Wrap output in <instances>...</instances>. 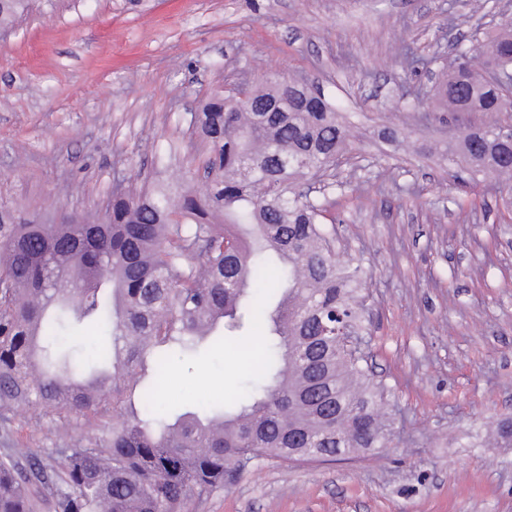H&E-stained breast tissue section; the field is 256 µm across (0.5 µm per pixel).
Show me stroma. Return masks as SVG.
<instances>
[{"instance_id": "obj_1", "label": "stroma", "mask_w": 512, "mask_h": 512, "mask_svg": "<svg viewBox=\"0 0 512 512\" xmlns=\"http://www.w3.org/2000/svg\"><path fill=\"white\" fill-rule=\"evenodd\" d=\"M512 21V0H32L0 40V208L17 220L100 213L114 177L138 190L203 167L200 99L249 72L318 81L355 140L327 190L338 251L366 271L368 365L396 437L333 462L262 459L191 512H512V213L489 181L455 188L448 124L418 122L411 46L443 69ZM236 333L171 356L159 402L194 411L238 394ZM0 456L57 438L32 411Z\"/></svg>"}]
</instances>
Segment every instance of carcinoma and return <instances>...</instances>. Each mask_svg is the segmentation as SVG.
I'll use <instances>...</instances> for the list:
<instances>
[{"label": "carcinoma", "mask_w": 512, "mask_h": 512, "mask_svg": "<svg viewBox=\"0 0 512 512\" xmlns=\"http://www.w3.org/2000/svg\"><path fill=\"white\" fill-rule=\"evenodd\" d=\"M29 0H0V31ZM457 57L423 118L446 112L473 133L448 141L457 185L482 174L512 189V152L500 140L512 84V23ZM404 63L431 59L406 48ZM496 68L501 84L479 75ZM210 95L192 117L209 145L206 179L187 169L172 183L128 190L114 179L101 215L66 224L0 223V420L33 409L53 428L108 416L94 438L46 449L22 465L0 459V512H31L33 493L55 512H189L249 463L325 461L336 437L346 451L391 445L384 391L343 341L364 329L362 260L341 263L328 205L299 187L352 148L334 101L319 87L268 112L264 97ZM252 329L246 387L228 404L176 417L157 402L164 367L195 352L221 319ZM94 324L89 359L72 348Z\"/></svg>", "instance_id": "cac0c4a2"}]
</instances>
